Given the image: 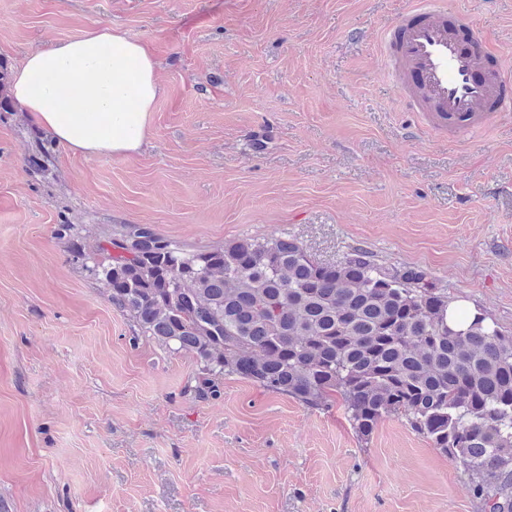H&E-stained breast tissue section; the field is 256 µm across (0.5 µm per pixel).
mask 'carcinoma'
Returning <instances> with one entry per match:
<instances>
[{
	"instance_id": "carcinoma-1",
	"label": "carcinoma",
	"mask_w": 512,
	"mask_h": 512,
	"mask_svg": "<svg viewBox=\"0 0 512 512\" xmlns=\"http://www.w3.org/2000/svg\"><path fill=\"white\" fill-rule=\"evenodd\" d=\"M73 256L103 278L138 336L195 354L199 395L226 375L312 408L340 399L367 441L390 416L460 465L481 512H512V336L480 314L448 331V296L357 249L336 263L294 238L193 249L123 224Z\"/></svg>"
}]
</instances>
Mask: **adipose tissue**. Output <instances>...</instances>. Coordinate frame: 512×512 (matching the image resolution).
Listing matches in <instances>:
<instances>
[{
	"label": "adipose tissue",
	"mask_w": 512,
	"mask_h": 512,
	"mask_svg": "<svg viewBox=\"0 0 512 512\" xmlns=\"http://www.w3.org/2000/svg\"><path fill=\"white\" fill-rule=\"evenodd\" d=\"M161 92L151 48L112 26L29 53L9 88L39 133L90 157L139 152Z\"/></svg>",
	"instance_id": "1"
}]
</instances>
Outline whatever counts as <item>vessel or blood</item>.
Wrapping results in <instances>:
<instances>
[{
    "instance_id": "vessel-or-blood-1",
    "label": "vessel or blood",
    "mask_w": 512,
    "mask_h": 512,
    "mask_svg": "<svg viewBox=\"0 0 512 512\" xmlns=\"http://www.w3.org/2000/svg\"><path fill=\"white\" fill-rule=\"evenodd\" d=\"M379 42L399 106L418 113L429 133L484 130L512 112V59L445 0H409Z\"/></svg>"
}]
</instances>
